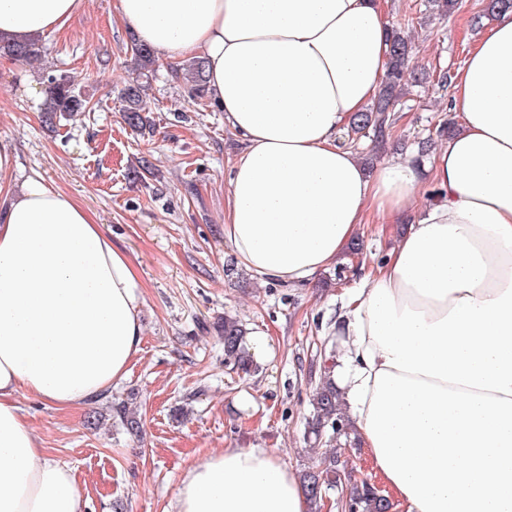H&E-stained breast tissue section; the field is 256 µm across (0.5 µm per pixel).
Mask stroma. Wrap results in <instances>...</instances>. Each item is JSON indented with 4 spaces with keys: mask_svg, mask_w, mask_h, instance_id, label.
<instances>
[{
    "mask_svg": "<svg viewBox=\"0 0 512 512\" xmlns=\"http://www.w3.org/2000/svg\"><path fill=\"white\" fill-rule=\"evenodd\" d=\"M115 0H84L82 9L42 39L32 63L0 59V137L15 155L1 173L0 211L32 177L81 201L135 263L143 285V342L126 377L109 393L62 410L20 393L17 402L48 459L70 468L83 512H173L184 475L227 448H269L295 472L336 452L356 478L375 480L369 451L334 448L308 432L311 394L326 359L340 296L363 268L381 262L404 227L368 215L360 252L345 253L310 283L262 282L238 268L224 238V196L239 138L208 100L185 93L182 65H157L145 87L150 130L122 118L120 89L135 75L129 32L112 18ZM389 20L414 45L415 63L431 80L410 86L386 140L354 146L367 170L405 152L443 142L440 123L456 122L451 90L438 76L462 70L491 24L480 0H455L446 18L428 0H387ZM66 72L90 100V111L49 129L41 118L47 76ZM149 160L153 177L133 176ZM236 316L247 334L268 333L270 354L245 374L224 362L220 327ZM141 417L131 437L113 406Z\"/></svg>",
    "mask_w": 512,
    "mask_h": 512,
    "instance_id": "stroma-1",
    "label": "stroma"
}]
</instances>
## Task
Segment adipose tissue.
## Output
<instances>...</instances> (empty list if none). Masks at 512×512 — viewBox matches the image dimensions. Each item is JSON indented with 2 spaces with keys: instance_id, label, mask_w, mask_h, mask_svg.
Wrapping results in <instances>:
<instances>
[{
  "instance_id": "1",
  "label": "adipose tissue",
  "mask_w": 512,
  "mask_h": 512,
  "mask_svg": "<svg viewBox=\"0 0 512 512\" xmlns=\"http://www.w3.org/2000/svg\"><path fill=\"white\" fill-rule=\"evenodd\" d=\"M83 0H0V39L61 30ZM160 64L208 63V97L242 140L224 236L244 269L306 283L336 265L367 212L407 229L342 296L327 374L405 512H512V10L452 82L460 119L429 165L367 172L338 136L378 94L383 0H116ZM438 196L422 213L423 185ZM143 285L95 216L43 180L0 214V512H83L16 396L61 409L104 395L141 350ZM265 448L191 468L177 512H308Z\"/></svg>"
}]
</instances>
